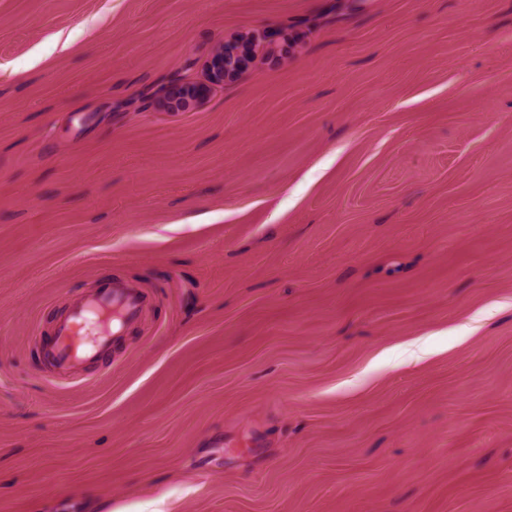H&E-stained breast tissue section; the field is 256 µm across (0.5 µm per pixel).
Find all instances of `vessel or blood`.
Here are the masks:
<instances>
[{
	"instance_id": "b4317fda",
	"label": "vessel or blood",
	"mask_w": 512,
	"mask_h": 512,
	"mask_svg": "<svg viewBox=\"0 0 512 512\" xmlns=\"http://www.w3.org/2000/svg\"><path fill=\"white\" fill-rule=\"evenodd\" d=\"M144 300L136 291L108 283L73 302L68 316L60 320L49 351L54 366L74 374L94 359L123 328L137 320Z\"/></svg>"
}]
</instances>
